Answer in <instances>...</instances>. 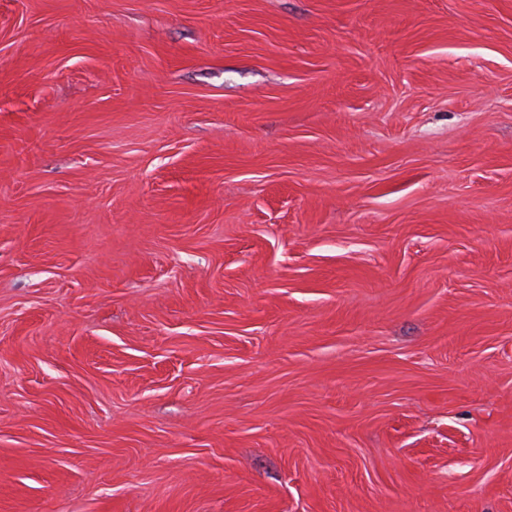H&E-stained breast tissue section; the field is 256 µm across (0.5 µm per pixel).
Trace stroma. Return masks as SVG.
<instances>
[{
  "instance_id": "1",
  "label": "stroma",
  "mask_w": 512,
  "mask_h": 512,
  "mask_svg": "<svg viewBox=\"0 0 512 512\" xmlns=\"http://www.w3.org/2000/svg\"><path fill=\"white\" fill-rule=\"evenodd\" d=\"M0 512H512V0H0Z\"/></svg>"
}]
</instances>
